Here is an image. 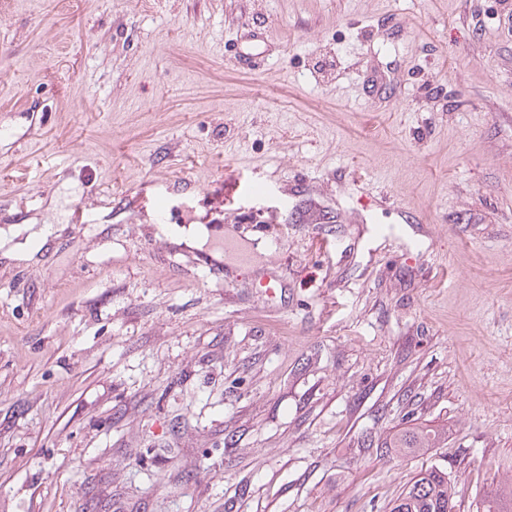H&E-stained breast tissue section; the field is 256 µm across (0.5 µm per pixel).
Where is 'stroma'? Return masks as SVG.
I'll use <instances>...</instances> for the list:
<instances>
[{"instance_id":"stroma-1","label":"stroma","mask_w":512,"mask_h":512,"mask_svg":"<svg viewBox=\"0 0 512 512\" xmlns=\"http://www.w3.org/2000/svg\"><path fill=\"white\" fill-rule=\"evenodd\" d=\"M432 465L512 474V0H0V512ZM438 433L427 425L408 427L401 431L388 448H402L403 452L411 454L418 448H432L431 444L437 439Z\"/></svg>"}]
</instances>
